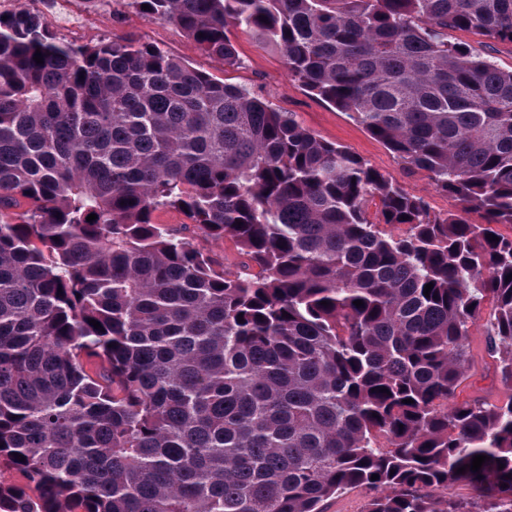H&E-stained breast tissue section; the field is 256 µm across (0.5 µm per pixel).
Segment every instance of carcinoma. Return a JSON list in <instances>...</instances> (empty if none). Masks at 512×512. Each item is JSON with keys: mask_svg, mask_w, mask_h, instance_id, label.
<instances>
[{"mask_svg": "<svg viewBox=\"0 0 512 512\" xmlns=\"http://www.w3.org/2000/svg\"><path fill=\"white\" fill-rule=\"evenodd\" d=\"M121 2L228 67L273 44L457 210L156 45L0 12V512H512V395L451 401L487 300L512 387V70L451 36L512 45V0ZM194 243L209 251L220 262L224 260L225 256V265L227 266H230L232 261L238 260V249L232 240H224V242L215 243L197 238ZM364 503V493L360 490H351L329 500L326 512H361Z\"/></svg>", "mask_w": 512, "mask_h": 512, "instance_id": "carcinoma-1", "label": "carcinoma"}]
</instances>
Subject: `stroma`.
Masks as SVG:
<instances>
[{"mask_svg":"<svg viewBox=\"0 0 512 512\" xmlns=\"http://www.w3.org/2000/svg\"><path fill=\"white\" fill-rule=\"evenodd\" d=\"M32 4L45 15L58 39L93 45L109 39L133 38L157 45L216 79L225 78L255 91L271 108L292 113L300 125L318 138L346 148L408 193L425 197L433 211L445 214L455 209L451 198L435 191L427 172L409 168L346 112L289 82L280 54L249 35L238 36L236 48L240 63L228 69L220 60L202 54L175 23L143 15L126 6H110L105 0H99L95 5L89 4L88 0H75L77 13L97 19L94 25L79 27L56 18L51 0H13L17 8ZM493 368L494 362L486 351L484 329L476 327L471 338V368L467 379L456 391L457 401L480 398L496 403L507 400L512 395V387L494 376Z\"/></svg>","mask_w":512,"mask_h":512,"instance_id":"35a3bbf8","label":"stroma"}]
</instances>
